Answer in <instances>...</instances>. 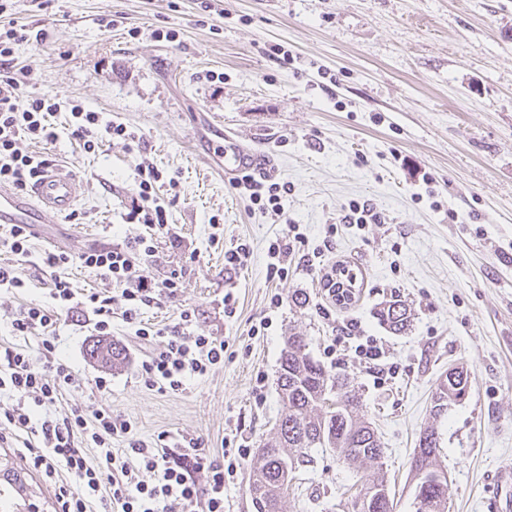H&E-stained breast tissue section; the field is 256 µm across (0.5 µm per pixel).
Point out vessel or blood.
Wrapping results in <instances>:
<instances>
[{
    "instance_id": "1",
    "label": "vessel or blood",
    "mask_w": 512,
    "mask_h": 512,
    "mask_svg": "<svg viewBox=\"0 0 512 512\" xmlns=\"http://www.w3.org/2000/svg\"><path fill=\"white\" fill-rule=\"evenodd\" d=\"M264 154L247 151L236 143L224 149V171L230 175H254L267 171ZM82 194V184L73 174L50 167L24 191L0 185V224L39 226L68 215Z\"/></svg>"
}]
</instances>
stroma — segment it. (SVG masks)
Instances as JSON below:
<instances>
[{
  "label": "stroma",
  "mask_w": 512,
  "mask_h": 512,
  "mask_svg": "<svg viewBox=\"0 0 512 512\" xmlns=\"http://www.w3.org/2000/svg\"><path fill=\"white\" fill-rule=\"evenodd\" d=\"M52 0L38 9L13 0L12 13L35 38L15 50L28 73L27 95L57 97L56 144L25 142L83 184L74 210L40 226L77 255L146 235L126 223L135 169L155 166L170 198L167 228L144 263L156 280L180 271L176 298L158 297L145 317L177 322L193 309L186 336L229 344L222 365L187 379L182 390L148 388L144 355L121 312L112 339L125 360L91 359L95 343L82 308L56 331V358L71 366L63 406L102 405L128 420L134 438L168 433L170 444L197 440L205 451L225 437L259 450L279 419L276 378L290 331L311 339L324 367L347 377L384 451L394 512H415L411 474L421 431L436 424L438 463L447 474L449 512H492V475L512 472V0ZM118 18L105 28L104 16ZM173 39H156L155 30ZM287 51V62L269 53ZM123 124L120 138L85 152L65 128L72 105ZM273 157L287 184L277 217L252 205L224 175V139ZM431 185H423V177ZM370 202L384 223H342L350 201ZM299 225L305 241L286 279L265 280L267 248ZM336 225L326 237L327 225ZM245 243L244 266H224V251ZM320 250L313 262L302 257ZM25 296L0 290V315L21 299L49 302L50 269L18 264ZM357 277L356 298L333 306L332 268ZM238 301L224 315V295ZM281 304L269 305L271 294ZM307 297L304 306L294 294ZM412 314L392 333L379 318L391 298ZM267 322L264 334L252 326ZM384 352L377 368L356 358L365 339ZM335 354H328V346ZM467 366L470 388L439 421L430 411L448 368ZM266 376L256 403L257 372ZM111 378L99 394L96 377ZM297 472L282 512H348L346 491L367 469L336 453L315 452Z\"/></svg>",
  "instance_id": "35a3bbf8"
}]
</instances>
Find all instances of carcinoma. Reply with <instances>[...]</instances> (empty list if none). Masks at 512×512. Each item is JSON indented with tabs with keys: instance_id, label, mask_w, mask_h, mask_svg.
Here are the masks:
<instances>
[{
	"instance_id": "1",
	"label": "carcinoma",
	"mask_w": 512,
	"mask_h": 512,
	"mask_svg": "<svg viewBox=\"0 0 512 512\" xmlns=\"http://www.w3.org/2000/svg\"><path fill=\"white\" fill-rule=\"evenodd\" d=\"M379 320L395 333L409 326V313L399 300L388 302L378 313ZM308 337L290 334L279 358L277 390L283 404L275 434L268 438L259 451L258 461L251 466L247 490L256 512H281V498L296 470L313 462L311 450L325 448L344 461L356 465L377 466L370 479L362 482L354 501L377 487H386L380 474L383 448L370 424L359 416L361 404H356L344 417H337L332 403L340 395L360 400L345 379L327 371L308 351ZM90 357H102L114 362L123 360V348L114 343L88 350ZM470 374L458 373L447 378L446 401L462 398L468 389ZM439 448L435 428L424 429L413 457L416 492L428 504V512H445L448 506V487L437 480L434 469Z\"/></svg>"
}]
</instances>
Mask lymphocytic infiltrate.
I'll use <instances>...</instances> for the list:
<instances>
[{
  "label": "lymphocytic infiltrate",
  "mask_w": 512,
  "mask_h": 512,
  "mask_svg": "<svg viewBox=\"0 0 512 512\" xmlns=\"http://www.w3.org/2000/svg\"><path fill=\"white\" fill-rule=\"evenodd\" d=\"M10 8V0H0V183L22 189L49 162L24 151L21 144L57 141L52 119L59 105L51 97L25 94L23 72L13 62L16 45L30 35L26 25L10 19ZM70 116L68 135L85 151H95L104 139L128 136L124 125L103 121L98 112L83 106H73ZM159 180L155 167H137L126 221L145 225L148 235L77 256L64 251L46 253L41 262L52 270L51 304L32 300L8 315L12 335L37 339L45 362L35 365L27 350L0 346V394L13 398L12 404L0 407V443L23 444L32 467L52 487L58 512H91L96 504L103 512H224V488L236 480L250 455L244 444L238 445L230 461L210 457L196 447L176 453L167 448L165 434L150 441L132 438L130 423L113 417L110 409L86 411L59 405L74 378L69 365L53 361L54 340L63 313L78 306L93 314V332L108 336L112 305L122 304L123 318L134 325L136 338L150 348L140 364L141 375L145 384L158 391L181 390L185 379L205 376L224 361V339L184 337L191 311L182 310L179 323L171 326L142 318L143 305L157 295L174 297L180 286L177 274L158 281L138 269L141 260L154 257L153 235L166 227ZM73 263L112 285L113 294L77 295L64 274ZM120 437L128 441L122 455L112 448L113 440ZM88 448L96 449L95 461L87 460L84 451ZM195 469L206 472L205 483L193 479Z\"/></svg>",
  "instance_id": "obj_1"
}]
</instances>
